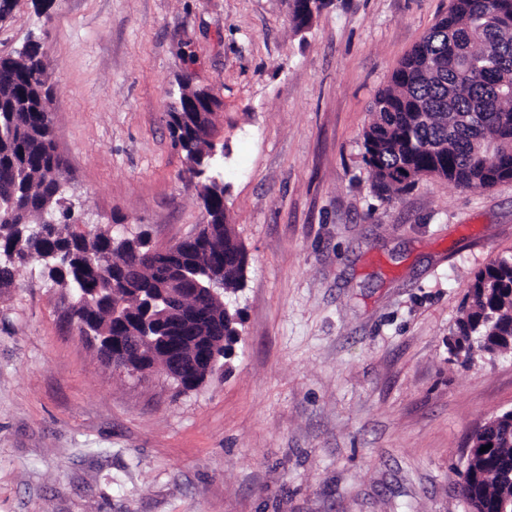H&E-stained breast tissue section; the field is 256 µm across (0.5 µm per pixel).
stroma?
Returning <instances> with one entry per match:
<instances>
[{"label":"stroma","instance_id":"35a3bbf8","mask_svg":"<svg viewBox=\"0 0 512 512\" xmlns=\"http://www.w3.org/2000/svg\"><path fill=\"white\" fill-rule=\"evenodd\" d=\"M449 0H16L52 88L85 230L166 248L205 221L167 125L180 80L220 100L248 264L221 373L179 391L104 363L40 263L0 289V512H468L474 429L512 408V354L449 360L475 273L512 253V181L379 197L369 106Z\"/></svg>","mask_w":512,"mask_h":512}]
</instances>
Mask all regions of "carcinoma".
Instances as JSON below:
<instances>
[{
  "mask_svg": "<svg viewBox=\"0 0 512 512\" xmlns=\"http://www.w3.org/2000/svg\"><path fill=\"white\" fill-rule=\"evenodd\" d=\"M48 72L39 46L30 41L14 56L0 57V288L14 283L18 264L35 260L60 286L75 292L70 319L97 336L138 338L136 318L145 298L167 293L161 271L183 264L205 286L224 287L210 301L224 309V351L239 332V312L225 296L242 287L247 257L224 203V180L216 171L224 144L216 124L197 127L178 95L168 112L187 179L196 182L206 213L196 242L174 256L145 234L115 237L100 229L78 238L74 204L65 195L63 162L50 117ZM363 130V162L374 191L403 193L415 186L405 175L430 173L463 189L512 181V0H451L446 15L392 72L376 94ZM94 295L85 300L86 289ZM125 303L124 320L112 306ZM208 305V306H210ZM201 306V310L208 309ZM512 350V257L490 262L473 277L449 342L455 361ZM460 490L473 512H499L512 497V420L488 421Z\"/></svg>",
  "mask_w": 512,
  "mask_h": 512,
  "instance_id": "cac0c4a2",
  "label": "carcinoma"
}]
</instances>
